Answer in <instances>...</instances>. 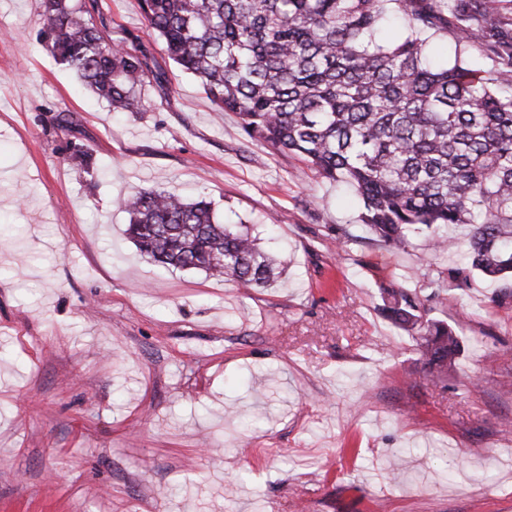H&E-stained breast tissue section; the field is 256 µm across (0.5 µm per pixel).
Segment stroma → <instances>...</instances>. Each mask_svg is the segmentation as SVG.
Returning <instances> with one entry per match:
<instances>
[{
	"label": "stroma",
	"mask_w": 512,
	"mask_h": 512,
	"mask_svg": "<svg viewBox=\"0 0 512 512\" xmlns=\"http://www.w3.org/2000/svg\"><path fill=\"white\" fill-rule=\"evenodd\" d=\"M100 7L169 77L143 111L56 63L39 0H0V512H512V287L449 291L435 316L463 348L432 385L380 312L425 238L377 242L357 197L166 60L138 0ZM153 188L212 201L284 273L247 288L142 255L118 201Z\"/></svg>",
	"instance_id": "1"
}]
</instances>
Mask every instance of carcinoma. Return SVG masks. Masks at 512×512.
<instances>
[{"label":"carcinoma","mask_w":512,"mask_h":512,"mask_svg":"<svg viewBox=\"0 0 512 512\" xmlns=\"http://www.w3.org/2000/svg\"><path fill=\"white\" fill-rule=\"evenodd\" d=\"M162 51L210 101L240 118L253 142L302 157L315 175L348 184L358 220L400 249L432 234L436 261L423 283L382 288L387 318L421 332L419 352L434 384L461 352L456 328L431 317L448 279L512 276V0H139ZM99 0H40L38 23L54 58L74 70L111 112H138L151 80L166 71L132 39H112ZM398 14L395 44L376 40ZM450 36L454 63L432 62L433 38ZM486 55L474 67L469 51ZM126 233L155 262L265 288L277 260L256 237L215 220L212 202L141 189L120 199ZM469 230L463 267L438 259ZM432 292L421 295L422 289Z\"/></svg>","instance_id":"carcinoma-1"}]
</instances>
